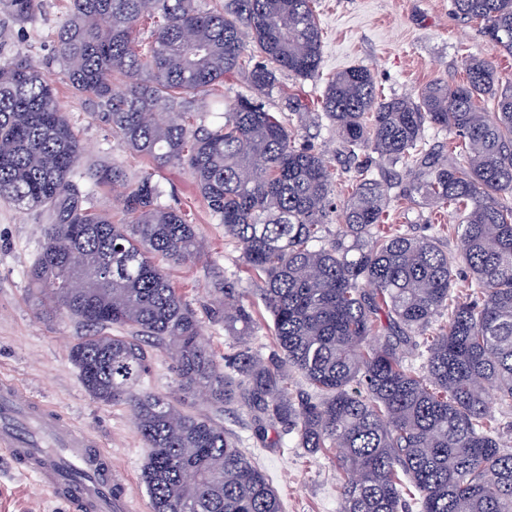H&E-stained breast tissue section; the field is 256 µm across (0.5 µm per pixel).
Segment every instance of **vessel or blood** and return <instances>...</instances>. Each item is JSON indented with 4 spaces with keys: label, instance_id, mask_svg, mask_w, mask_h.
<instances>
[{
    "label": "vessel or blood",
    "instance_id": "1",
    "mask_svg": "<svg viewBox=\"0 0 512 512\" xmlns=\"http://www.w3.org/2000/svg\"><path fill=\"white\" fill-rule=\"evenodd\" d=\"M0 452L74 512L127 510L100 442L9 380H0Z\"/></svg>",
    "mask_w": 512,
    "mask_h": 512
}]
</instances>
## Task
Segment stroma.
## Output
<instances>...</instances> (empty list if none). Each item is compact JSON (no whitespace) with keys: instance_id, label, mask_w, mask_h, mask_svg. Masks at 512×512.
Segmentation results:
<instances>
[{"instance_id":"1","label":"stroma","mask_w":512,"mask_h":512,"mask_svg":"<svg viewBox=\"0 0 512 512\" xmlns=\"http://www.w3.org/2000/svg\"><path fill=\"white\" fill-rule=\"evenodd\" d=\"M69 6L70 0H41L34 17L25 21L0 13V23L10 30L9 40L0 46V61L22 55L47 66L85 160L116 163L132 182L152 173L164 189L162 204L189 214L205 253L200 259L168 266L167 272L200 318L204 342L216 357H223L233 352L234 345L223 323L209 316L211 283L226 277L252 289L258 282L242 267L239 246L225 237L223 224L212 215L187 171L155 166L113 138L111 125L96 116L94 103L78 94L53 64L55 35L68 17ZM314 10L322 31L319 73L308 79L279 73L276 87L264 98L270 111H287L293 96L316 109L328 79L353 65L370 70L383 97H413L429 83L460 82L462 57L487 48L481 24L455 20L450 0H315ZM45 221L43 214L0 201V377L13 379L65 422L97 438L112 454L130 512H152L141 477L148 448L134 415L126 406H106L90 398L69 359V348L83 334V326L41 314L30 297L27 272L41 248ZM385 221L404 225L417 235H437L448 251L457 249L455 234L447 230L458 221L453 210L432 212L418 198L391 206ZM186 402L192 412L214 415L227 435L259 464L278 490L284 512H339V477L332 456L307 453L295 447L288 434L273 445L257 443L254 416L247 409L216 413L201 398L190 396ZM0 512L73 510L0 456Z\"/></svg>"}]
</instances>
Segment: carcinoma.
Wrapping results in <instances>:
<instances>
[{"label": "carcinoma", "instance_id": "carcinoma-1", "mask_svg": "<svg viewBox=\"0 0 512 512\" xmlns=\"http://www.w3.org/2000/svg\"><path fill=\"white\" fill-rule=\"evenodd\" d=\"M313 0H72L55 42L72 88L91 97L112 135L158 165H183L260 282L229 279L211 315L241 342L254 335V299L272 321L275 350L248 348L219 361L201 321L162 263L202 252L194 225L160 203L146 173L128 183L107 162L80 164L82 149L50 75L24 56L0 64V199L48 216L29 273L37 308L87 327L69 358L87 394L124 404L150 452L143 465L152 512H282L268 475L213 418L182 398L141 388L148 348L168 352L181 390L220 410L254 412V438L279 427L296 447L329 452L341 477L340 512H512V448L489 392L512 410V83L495 54H512V0H451L481 21L488 52L462 60L465 80L431 83L416 98H384L371 72L350 67L320 105L343 152H371L411 176L396 198L419 195L454 208L453 255L435 236L384 223L390 187L355 166L340 202L330 159L297 142L259 96L277 73L308 78L322 59ZM40 0H0L16 21ZM142 21L151 41L139 44ZM125 77L120 86L114 73ZM238 73L252 90L202 125L209 88ZM493 111H485V98ZM448 131L461 150L426 143ZM125 187L119 222L86 207L74 176ZM344 223L332 231L337 210ZM81 257L80 287L69 260ZM468 293L452 294L456 267ZM114 325L132 330L112 336ZM314 396L294 399L292 375Z\"/></svg>", "mask_w": 512, "mask_h": 512}]
</instances>
